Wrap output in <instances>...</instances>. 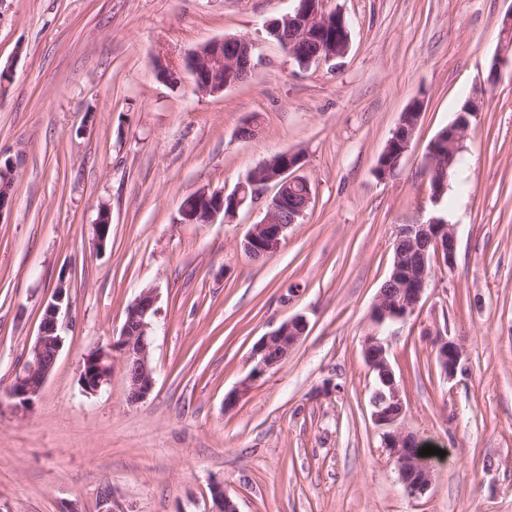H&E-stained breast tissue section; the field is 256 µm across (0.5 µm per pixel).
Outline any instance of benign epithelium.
Listing matches in <instances>:
<instances>
[{
	"label": "benign epithelium",
	"mask_w": 512,
	"mask_h": 512,
	"mask_svg": "<svg viewBox=\"0 0 512 512\" xmlns=\"http://www.w3.org/2000/svg\"><path fill=\"white\" fill-rule=\"evenodd\" d=\"M296 5L280 17L270 20L266 28H276L278 38L289 57L310 65L343 57L350 44L345 18L324 9V0H294ZM256 43L247 37L227 36L213 40L193 51L185 59V68L194 78L198 93L214 95L244 82L253 68ZM421 112L406 110L393 137L384 149L389 153L392 144L398 145V154L410 148L416 122ZM469 123L455 121L448 125L430 143L425 175L431 181V200L438 204L445 192L446 181L442 169L447 167L445 148L461 143ZM303 157L288 151L277 160H266L248 173L229 194L222 190L197 192L187 201L180 215L195 214L200 224L228 222L248 202L262 198L265 189L273 184L276 194L268 200L265 218L251 225L241 247L251 258L267 255L277 248L285 231L305 216L312 200L308 180L297 176ZM14 179L11 165H0V213L13 202L4 195L6 182ZM457 252V238L452 225L444 217L435 215L424 224H402L394 243V265L390 284L402 289V296L392 297L381 290L371 311L378 326L386 322L405 321L412 317L424 295L435 270L452 268ZM65 278H60L39 326V332L29 348L22 366L16 370L9 396L18 408L26 410L40 394L52 373L63 347L60 318L67 315ZM155 289L147 288L127 309L126 320L119 339L103 348L85 353L80 366L83 391L98 393L110 384L116 363H121L128 383L127 400L134 404L145 399L155 385L154 369L150 363L151 332L157 317ZM308 323L296 315L281 323L274 331L262 337L253 351L254 366L239 388L224 399L230 407L246 393L254 382L279 365L306 332ZM441 372L451 378L461 366L462 352L457 344L445 336L434 338ZM362 353L366 365L375 377V388L370 397L371 417L383 429L382 447L395 462L401 482L411 496L424 493L432 481V466L411 456L407 448L415 438L401 426L405 406L401 387L390 364L387 338L375 334L364 338ZM215 512H238L233 499L219 484L211 486Z\"/></svg>",
	"instance_id": "7a95c632"
}]
</instances>
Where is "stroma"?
<instances>
[{
	"mask_svg": "<svg viewBox=\"0 0 512 512\" xmlns=\"http://www.w3.org/2000/svg\"><path fill=\"white\" fill-rule=\"evenodd\" d=\"M288 0H0V157L15 195L0 216V512H211L218 483L239 512H512V0H325L347 54L302 68L264 31ZM225 36L258 40L242 84L201 95L176 58ZM425 110L394 176L377 159L414 98ZM463 177L445 217L458 240L404 322L376 327L396 230L434 212L424 158L467 103ZM254 138H239L246 120ZM300 152L312 201L260 259L240 243L264 202L232 222L183 224L202 189L233 191L262 161ZM112 214L98 246L93 224ZM64 345L28 410L8 395L59 276ZM154 288L156 384L129 404L122 369L83 392V355L119 337ZM308 329L232 406L256 343L294 315ZM390 344L403 424L441 449L408 495L369 398L365 336ZM463 351L446 379L433 338Z\"/></svg>",
	"mask_w": 512,
	"mask_h": 512,
	"instance_id": "35a3bbf8",
	"label": "stroma"
}]
</instances>
